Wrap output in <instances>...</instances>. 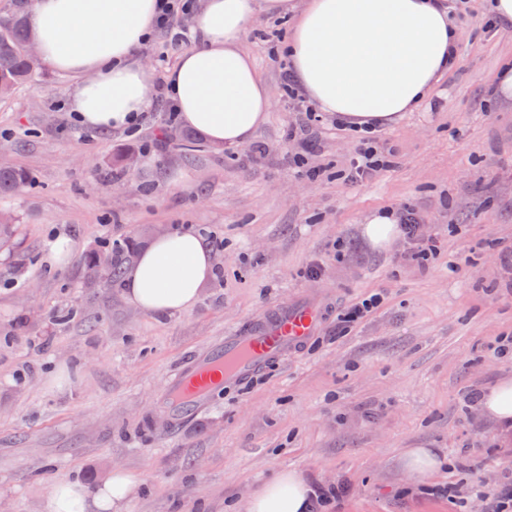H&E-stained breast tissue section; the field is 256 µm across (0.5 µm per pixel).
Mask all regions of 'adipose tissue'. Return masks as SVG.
I'll use <instances>...</instances> for the list:
<instances>
[{
  "mask_svg": "<svg viewBox=\"0 0 512 512\" xmlns=\"http://www.w3.org/2000/svg\"><path fill=\"white\" fill-rule=\"evenodd\" d=\"M164 0H31L27 24L42 65L73 79L67 107L84 129L124 132L152 110L151 73L139 54ZM289 21L282 51L295 86L348 128L383 129L415 111L453 65L457 29L441 0H200L195 46L164 74L183 127L213 146L239 148L265 123L272 97L243 38L257 13ZM215 276L212 248L193 226L152 236L127 266L123 296L165 317L197 306ZM481 414L512 431V380L482 390ZM140 484L112 471L95 485L59 479L45 512H123ZM298 469L273 473L245 512H310Z\"/></svg>",
  "mask_w": 512,
  "mask_h": 512,
  "instance_id": "1",
  "label": "adipose tissue"
}]
</instances>
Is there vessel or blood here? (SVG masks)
I'll list each match as a JSON object with an SVG mask.
<instances>
[{
  "mask_svg": "<svg viewBox=\"0 0 512 512\" xmlns=\"http://www.w3.org/2000/svg\"><path fill=\"white\" fill-rule=\"evenodd\" d=\"M322 319L316 303L280 304L246 329L225 336L222 349L187 362L172 381L171 422L196 418L216 391L245 383L286 360L315 336Z\"/></svg>",
  "mask_w": 512,
  "mask_h": 512,
  "instance_id": "b4317fda",
  "label": "vessel or blood"
}]
</instances>
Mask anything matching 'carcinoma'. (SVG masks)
Segmentation results:
<instances>
[{"mask_svg": "<svg viewBox=\"0 0 512 512\" xmlns=\"http://www.w3.org/2000/svg\"><path fill=\"white\" fill-rule=\"evenodd\" d=\"M29 0H9L0 12V86L16 89L42 76L41 64L27 55L30 42L26 14ZM30 182L29 172L20 167H0V195L12 194Z\"/></svg>", "mask_w": 512, "mask_h": 512, "instance_id": "1", "label": "carcinoma"}]
</instances>
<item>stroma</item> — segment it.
<instances>
[{
    "mask_svg": "<svg viewBox=\"0 0 512 512\" xmlns=\"http://www.w3.org/2000/svg\"><path fill=\"white\" fill-rule=\"evenodd\" d=\"M484 5L460 0L456 65L430 104L382 129L395 166L354 183L334 176L354 140L289 102L271 54L288 24L262 13L244 44L274 106L235 150L168 125L157 106L133 135L77 128L71 80L49 70L0 99V167L32 179L0 197L19 219L0 235V512H43L59 479L94 484L115 469L142 477L124 512H240L287 468L342 487L332 512H484L512 482V434L468 399L512 377V357L496 352L512 337V96L493 94L512 25H491ZM167 125L173 139L158 141ZM126 149L134 168L117 162ZM403 205L441 252L431 267L401 260L402 239L376 248L361 234L365 215ZM187 224L216 241L217 273L193 309L149 316L96 281L92 253L118 240L130 261ZM59 233L76 243L63 267L49 258ZM464 252L471 263L451 271ZM374 293L382 305L338 332V314ZM312 299L323 321L298 354L172 424L180 367L275 304ZM62 365L69 386L50 388ZM407 448L448 457L429 491L411 485ZM448 483L456 499L434 494Z\"/></svg>",
    "mask_w": 512,
    "mask_h": 512,
    "instance_id": "35a3bbf8",
    "label": "stroma"
}]
</instances>
